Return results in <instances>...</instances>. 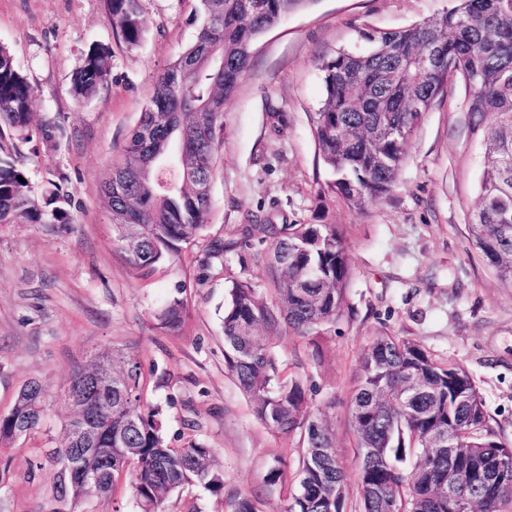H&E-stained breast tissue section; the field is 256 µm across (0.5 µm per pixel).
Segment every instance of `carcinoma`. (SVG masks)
Listing matches in <instances>:
<instances>
[{"label":"carcinoma","mask_w":512,"mask_h":512,"mask_svg":"<svg viewBox=\"0 0 512 512\" xmlns=\"http://www.w3.org/2000/svg\"><path fill=\"white\" fill-rule=\"evenodd\" d=\"M195 40L159 76L150 104L120 153L103 195L115 241L132 263L151 266L201 234L211 211L216 148L224 102L248 71L253 46L305 0H199ZM107 18L130 47L148 28L141 0H106ZM363 52L338 50L320 60L325 95L310 115L319 159L333 179L318 183L325 209L336 201L353 207L387 197L406 162V143L424 113L448 86L465 91L472 131L482 135L485 163L480 192L467 216L469 240L499 280L512 285V199L509 209L491 201L498 185L512 187V0H454L423 22L394 31L362 33ZM112 54L94 44L72 78L82 101L109 78ZM35 89L0 45V224H69L61 186L38 197L10 152L9 140L32 132ZM121 181L119 195L110 184ZM256 241L269 249L267 273L276 302L256 296L251 283L232 281L224 307L225 362L249 398L257 420L275 433L305 440L297 485L285 512H346L347 472L334 433L306 410L304 384L281 379L274 341L284 333L302 339L309 362L327 356V334L343 315L351 279L347 244L336 224H244L240 237L216 252ZM184 300L171 297L158 312L168 329L181 326ZM112 365V409L102 416L95 447L112 460V473L132 467L140 512H165L175 491L200 484L224 493V472L202 443L168 445L161 407L143 404L137 358L101 357ZM145 408H140V405ZM47 408L42 386L22 390L0 415V447L17 431H37ZM348 414L359 449L377 457L359 464L355 482L360 512H448V481H465L475 495L470 512L512 509V470L498 469L512 444L497 437L484 399L457 362L434 359L416 340L383 331L359 360ZM443 438L446 449L424 444ZM112 479L95 487L57 471L53 499L69 512L85 499L105 496Z\"/></svg>","instance_id":"cac0c4a2"}]
</instances>
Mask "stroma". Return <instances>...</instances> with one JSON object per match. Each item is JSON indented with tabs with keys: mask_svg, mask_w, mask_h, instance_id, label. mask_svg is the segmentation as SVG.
Masks as SVG:
<instances>
[{
	"mask_svg": "<svg viewBox=\"0 0 512 512\" xmlns=\"http://www.w3.org/2000/svg\"><path fill=\"white\" fill-rule=\"evenodd\" d=\"M451 0H307L257 41L251 66L224 104L212 183V212L201 236L152 267L135 268L113 239L100 187L112 158L138 125L158 76L195 37L196 0H142L149 28L128 47L107 20L105 0H0V45L37 91L30 139L13 153L36 193L62 183L67 224H0V413L28 382L47 394L40 428L0 447L9 477L0 512H52L56 470H32L60 440L74 371L101 353L132 355L141 365L145 400L165 406L175 448H213L224 493L199 486L176 492L169 512H232L247 497L257 512H284L303 452L299 436L282 437L258 421L224 361L222 317L231 280L271 297L266 245L221 254L255 216L272 224L324 219L348 245V306L329 335L322 366L304 343H276L283 379L301 378L307 409L324 412L348 474L358 456L347 404L359 357L381 331L417 340L435 359L463 365L479 388L503 441L512 444V286L472 248L468 211L478 200L485 146L472 137L461 88L426 112L409 140L392 193L360 208L319 210L317 161L309 115L324 97L318 59L363 50L361 33L396 30L451 7ZM109 47L112 72L96 95L75 101L72 75L92 44ZM182 326L156 318L175 291ZM283 473L269 480L272 468Z\"/></svg>",
	"mask_w": 512,
	"mask_h": 512,
	"instance_id": "1",
	"label": "stroma"
}]
</instances>
